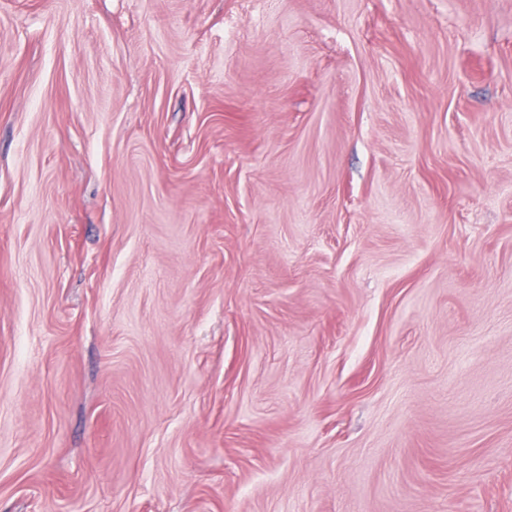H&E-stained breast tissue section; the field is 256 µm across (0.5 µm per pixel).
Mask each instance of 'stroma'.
Here are the masks:
<instances>
[{
    "mask_svg": "<svg viewBox=\"0 0 512 512\" xmlns=\"http://www.w3.org/2000/svg\"><path fill=\"white\" fill-rule=\"evenodd\" d=\"M0 512H512V0H0Z\"/></svg>",
    "mask_w": 512,
    "mask_h": 512,
    "instance_id": "1",
    "label": "stroma"
}]
</instances>
